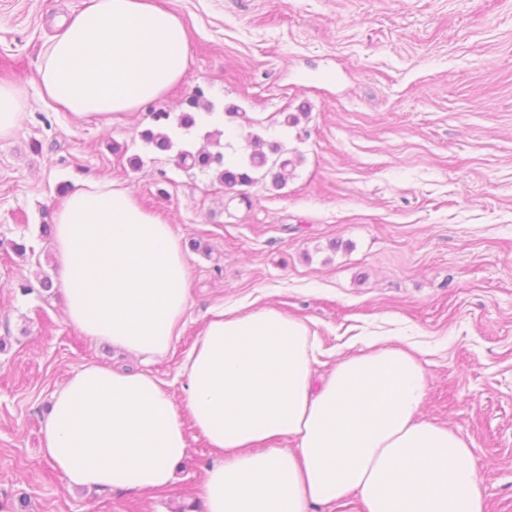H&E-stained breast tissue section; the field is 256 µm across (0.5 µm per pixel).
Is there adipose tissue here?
Returning a JSON list of instances; mask_svg holds the SVG:
<instances>
[{"label":"adipose tissue","instance_id":"1","mask_svg":"<svg viewBox=\"0 0 512 512\" xmlns=\"http://www.w3.org/2000/svg\"><path fill=\"white\" fill-rule=\"evenodd\" d=\"M187 63L183 23L155 0H89L51 38L39 81L75 118L107 125L160 99ZM53 251L70 326L137 355L170 350L189 304L170 224L114 183L83 181L54 213ZM321 353L311 324L276 307L217 312L182 364L183 404L148 373L86 365L54 391L42 450L75 488H162L187 452L188 413L220 453L205 512L352 498L360 512H486L469 443L421 412L414 347L378 337L323 374Z\"/></svg>","mask_w":512,"mask_h":512}]
</instances>
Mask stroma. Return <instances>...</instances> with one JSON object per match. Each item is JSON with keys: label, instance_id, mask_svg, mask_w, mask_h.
<instances>
[{"label": "stroma", "instance_id": "1", "mask_svg": "<svg viewBox=\"0 0 512 512\" xmlns=\"http://www.w3.org/2000/svg\"><path fill=\"white\" fill-rule=\"evenodd\" d=\"M87 2L0 0V84L25 96L0 140V512H202L216 451L191 416L170 487L100 493L70 490L42 455L43 411L90 363L148 372L182 404L211 312L255 303L316 323L323 372L374 335L417 347L424 415L470 442L488 512H512V0H156L186 27V73L107 128L38 83L56 22ZM198 88L238 106L236 147L258 134L303 155L285 188L238 197L141 142L152 112L178 117ZM81 177L120 184L186 246L190 306L165 356L80 333L41 286L59 276L41 227Z\"/></svg>", "mask_w": 512, "mask_h": 512}]
</instances>
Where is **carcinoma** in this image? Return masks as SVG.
Here are the masks:
<instances>
[{
    "mask_svg": "<svg viewBox=\"0 0 512 512\" xmlns=\"http://www.w3.org/2000/svg\"><path fill=\"white\" fill-rule=\"evenodd\" d=\"M189 111L177 119V127L190 131L198 121L207 120L214 114L215 106L200 88L185 100ZM221 132L207 131L202 137L203 144L197 148H182L176 154V163L185 170L196 169L202 173H213L216 179L228 190L248 187L261 178L271 177V185L276 190L283 189L293 176L302 156H284V150L277 141H267L259 135L253 136L242 149L235 151L234 158L226 155L230 145L220 141ZM141 141L158 151H171L175 142L170 132H157L149 127L140 132Z\"/></svg>",
    "mask_w": 512,
    "mask_h": 512,
    "instance_id": "obj_1",
    "label": "carcinoma"
}]
</instances>
